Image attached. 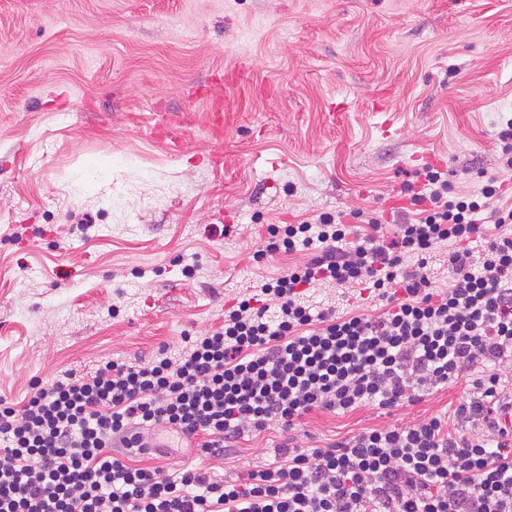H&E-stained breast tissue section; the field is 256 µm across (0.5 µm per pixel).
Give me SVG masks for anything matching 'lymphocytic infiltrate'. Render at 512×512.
<instances>
[{
    "label": "lymphocytic infiltrate",
    "instance_id": "obj_1",
    "mask_svg": "<svg viewBox=\"0 0 512 512\" xmlns=\"http://www.w3.org/2000/svg\"><path fill=\"white\" fill-rule=\"evenodd\" d=\"M418 217L390 241L375 212L323 213L268 225L251 264L282 251L305 262L183 336L178 354L105 359L81 374L36 380L24 404L0 397V512H512V207L498 179L454 193L428 166L403 185ZM449 243L448 286L435 289L431 250ZM357 288L379 317L307 303L312 288ZM464 381L452 415L360 432L324 446L290 437L314 411L390 410ZM279 428L276 466L214 479L200 465L135 467L166 430L207 459Z\"/></svg>",
    "mask_w": 512,
    "mask_h": 512
}]
</instances>
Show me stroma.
Returning a JSON list of instances; mask_svg holds the SVG:
<instances>
[{
    "label": "stroma",
    "instance_id": "1",
    "mask_svg": "<svg viewBox=\"0 0 512 512\" xmlns=\"http://www.w3.org/2000/svg\"><path fill=\"white\" fill-rule=\"evenodd\" d=\"M510 118L512 0H0V396L223 325L303 260L248 264L268 225L368 208L392 238L427 163L458 193L512 187L494 146ZM310 296L379 312L333 283ZM462 390L317 411L292 435L449 414ZM280 440L211 467L243 477Z\"/></svg>",
    "mask_w": 512,
    "mask_h": 512
}]
</instances>
